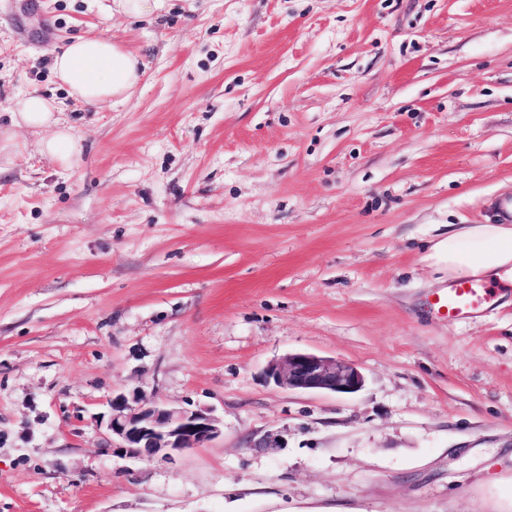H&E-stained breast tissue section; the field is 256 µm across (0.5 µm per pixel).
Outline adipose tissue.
I'll return each instance as SVG.
<instances>
[{"label":"adipose tissue","instance_id":"ef3b65f1","mask_svg":"<svg viewBox=\"0 0 512 512\" xmlns=\"http://www.w3.org/2000/svg\"><path fill=\"white\" fill-rule=\"evenodd\" d=\"M142 67L135 53L105 36L77 38L52 62L55 76L72 99L100 109L127 99L142 77ZM59 112L57 102L32 94L18 101L11 120L42 134L43 154L67 164L80 146ZM436 250L444 257L449 278L496 280L512 269V226L468 224L449 233Z\"/></svg>","mask_w":512,"mask_h":512}]
</instances>
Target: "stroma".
<instances>
[{
    "label": "stroma",
    "instance_id": "obj_1",
    "mask_svg": "<svg viewBox=\"0 0 512 512\" xmlns=\"http://www.w3.org/2000/svg\"><path fill=\"white\" fill-rule=\"evenodd\" d=\"M166 4L0 0V512H512V291L433 306L434 245L512 197V0ZM92 35L145 64L104 110L51 68ZM294 352L365 384L267 381ZM119 393L222 433L125 457ZM166 0H114L115 9L132 17L154 15L165 7ZM11 113L13 125L24 126L35 133L48 132L41 141V148L51 159L68 164L79 153L78 139L57 116L61 113L57 102L37 94L27 95L17 102L15 112Z\"/></svg>",
    "mask_w": 512,
    "mask_h": 512
}]
</instances>
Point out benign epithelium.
Returning <instances> with one entry per match:
<instances>
[{"instance_id": "1", "label": "benign epithelium", "mask_w": 512, "mask_h": 512, "mask_svg": "<svg viewBox=\"0 0 512 512\" xmlns=\"http://www.w3.org/2000/svg\"><path fill=\"white\" fill-rule=\"evenodd\" d=\"M265 376L279 388L301 392L351 394L364 385L355 364L302 352L270 362ZM107 430L115 450L142 461L202 448L221 435L219 421L206 409L173 408L123 393L110 402Z\"/></svg>"}]
</instances>
